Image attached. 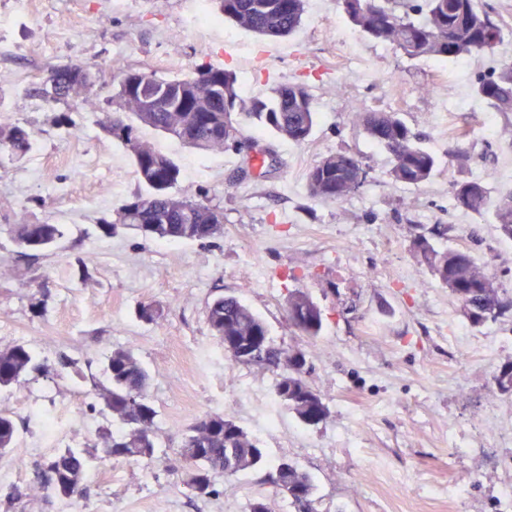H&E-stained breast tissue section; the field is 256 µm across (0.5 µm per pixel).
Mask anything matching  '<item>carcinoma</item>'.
<instances>
[{"label":"carcinoma","mask_w":512,"mask_h":512,"mask_svg":"<svg viewBox=\"0 0 512 512\" xmlns=\"http://www.w3.org/2000/svg\"><path fill=\"white\" fill-rule=\"evenodd\" d=\"M306 0H216L224 19L264 38H282L302 24ZM348 22L361 35L387 44L409 60L456 61L465 57H493L504 39L503 27L493 12L479 6L480 0H340ZM84 67L72 62L47 71L44 80L30 89L44 102L75 99L73 72ZM117 75L127 78L134 95H161L181 104V111L162 107L152 112H136L116 92L106 99L101 112L102 131L124 145L138 137L139 126L151 127L183 145L200 152L242 147L248 142L243 126L268 130L295 144L305 143L316 120L315 99L304 83L281 84L270 97L246 98L238 76L227 69L199 66L192 75L165 80L153 73L121 68ZM474 94L492 112L512 113V61L501 60L478 75ZM352 123L373 143L392 157L391 180L406 185L426 183L437 169L436 156L422 146L413 132L391 110L360 109ZM32 148L31 132L11 122H0V153L23 156ZM136 172L145 190L125 201L112 224L103 229L112 233L116 225L130 226L142 235L163 242L206 241L216 237L217 217L224 209L217 204L179 197L173 205V189L179 182L180 168L174 160L145 142L132 153ZM364 170L362 157L341 151L316 163L307 176L311 197L337 202L360 188L358 173ZM451 195L458 208L492 215L499 231L512 239V190L493 194L485 178L451 183ZM15 241L22 254L31 255L55 248L63 236V225L22 223L14 226ZM414 250L431 274L459 301L473 324L497 320L512 313V296L464 248H442L424 235L414 240ZM139 318L160 323L162 309L147 302L139 306ZM288 319L300 335L310 339L323 329V313L305 291L288 297ZM213 335L230 338L234 347L224 348L231 361L278 372L275 387L295 418L306 426L327 419L330 410L307 379L310 365L299 347L284 349L273 340L266 323L237 296L221 295L206 310ZM29 345L15 343L0 349V387L21 386L28 376L41 370ZM107 383L99 399L118 424L101 430L102 447L90 454L73 448L61 449L39 464L36 480L47 495L71 505L86 494L85 477L92 460L101 463L122 459L151 464L157 459L160 437L156 429L157 410L148 397L149 375L129 349L113 350L103 362ZM497 390L512 395V365L494 376ZM18 426L14 417L0 412V455L15 444ZM169 469L179 472L183 484L198 497L217 493L213 477L222 473L233 477L250 471L264 472L271 497L288 495L292 512H319L320 500L309 473L290 460L268 464L265 450L233 419L222 413H208L196 420L186 434Z\"/></svg>","instance_id":"carcinoma-1"}]
</instances>
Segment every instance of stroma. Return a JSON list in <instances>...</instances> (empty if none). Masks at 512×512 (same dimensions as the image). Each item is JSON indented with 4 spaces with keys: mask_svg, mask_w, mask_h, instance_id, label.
Masks as SVG:
<instances>
[{
    "mask_svg": "<svg viewBox=\"0 0 512 512\" xmlns=\"http://www.w3.org/2000/svg\"><path fill=\"white\" fill-rule=\"evenodd\" d=\"M165 79L192 67L233 70L245 96L306 82L317 121L304 144L245 129L277 164L237 177L235 151L199 155L149 127L140 137L181 168L177 194L224 209L223 232L171 248L120 226L105 233L143 189L126 146L98 126L116 91L114 60ZM487 57L411 61L345 21L338 0H307L290 37L262 40L220 19L196 20L194 0H0V121L26 127L32 151L0 161V348L23 341L47 366L27 384L0 390V411L19 432L0 456V488L22 498L12 512H66L38 488L35 468L63 448H96L108 415L95 409L101 364L118 347L147 369L160 441L174 457L208 413L232 417L271 461L297 463L314 480L319 512H512V397L494 375L512 363V316L479 325L419 262L424 235L469 248L512 293V241L491 216L455 208L451 184L488 177L512 189L508 120L472 94ZM95 64L100 86L87 103H46L30 89L49 68ZM429 93H421V86ZM394 110L421 135L440 166L417 187L392 183L390 155L351 123L360 108ZM470 132L471 156L448 158L454 134ZM362 156L367 179L340 202L312 198L309 170L324 156ZM66 228L53 251L28 258L14 240L20 221ZM90 257L89 278L76 260ZM307 292L325 315L315 339L288 321V295ZM237 295L282 347L302 348L309 382L330 415L300 424L277 398L276 373L231 362L206 323L219 294ZM162 305L160 324L140 303ZM74 361L61 368L60 356ZM219 496L193 497L165 461L92 464L87 496L68 512H248L269 496L258 472L215 476Z\"/></svg>",
    "mask_w": 512,
    "mask_h": 512,
    "instance_id": "1",
    "label": "stroma"
}]
</instances>
